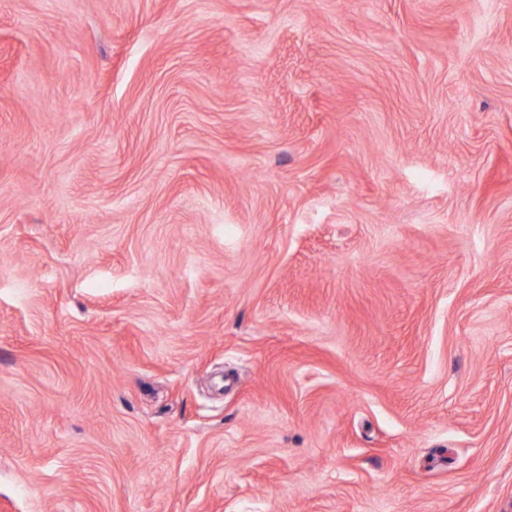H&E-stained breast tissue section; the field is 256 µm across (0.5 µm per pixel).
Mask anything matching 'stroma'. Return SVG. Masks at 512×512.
I'll return each mask as SVG.
<instances>
[{"label": "stroma", "instance_id": "stroma-1", "mask_svg": "<svg viewBox=\"0 0 512 512\" xmlns=\"http://www.w3.org/2000/svg\"><path fill=\"white\" fill-rule=\"evenodd\" d=\"M0 512H512V0H0Z\"/></svg>", "mask_w": 512, "mask_h": 512}]
</instances>
